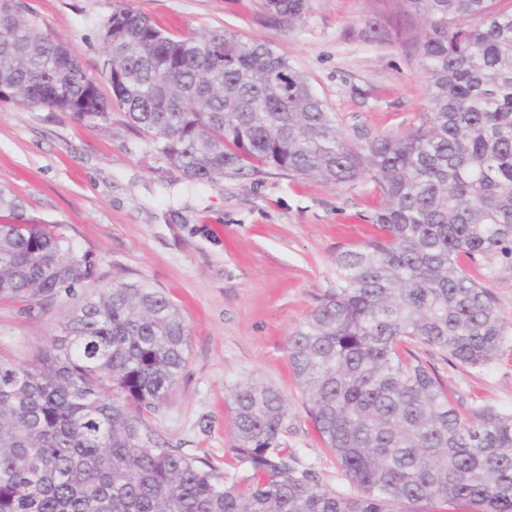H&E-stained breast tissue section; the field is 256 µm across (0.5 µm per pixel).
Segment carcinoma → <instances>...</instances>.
Segmentation results:
<instances>
[{
  "label": "carcinoma",
  "mask_w": 512,
  "mask_h": 512,
  "mask_svg": "<svg viewBox=\"0 0 512 512\" xmlns=\"http://www.w3.org/2000/svg\"><path fill=\"white\" fill-rule=\"evenodd\" d=\"M417 22L428 112L402 134L340 129L336 113L270 42L227 30L175 38L130 7L112 12L89 76L68 49L0 0V102L98 127L112 108L191 184L246 181L259 166L334 189L370 184L379 234L336 253V277L288 336L308 414L358 495L323 488L280 448L284 396L262 381L232 395L246 487L206 462L146 445L141 412L164 404L188 361L165 294L118 282L84 299L38 358H0V512H407L468 501L512 512V413L461 414L406 345L472 368L504 327L465 260H512V11L494 0H395ZM293 22L307 0H263ZM0 301L39 302L96 275L59 224L0 187Z\"/></svg>",
  "instance_id": "obj_1"
}]
</instances>
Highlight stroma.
Wrapping results in <instances>:
<instances>
[{
	"label": "stroma",
	"instance_id": "35a3bbf8",
	"mask_svg": "<svg viewBox=\"0 0 512 512\" xmlns=\"http://www.w3.org/2000/svg\"><path fill=\"white\" fill-rule=\"evenodd\" d=\"M40 30L64 43L88 75L100 77V30L120 6L187 37L229 30L271 41L336 112L343 131L402 133L427 111V81L412 34L381 0H309L300 20L273 17L260 0H25ZM0 186L29 217L62 225L97 259L94 280L54 301H0V356L35 359L60 335L82 297L117 282L161 289L181 312L187 368L167 401L143 413L150 445L209 462L228 482L249 467L231 451L237 384L272 383L288 415L280 443L324 488L351 486L315 430L288 359L287 340L335 279L338 251L368 240L382 204L370 187L348 191L262 168L252 180L193 186L148 138L113 110L99 127L48 108L0 102ZM491 288L504 324L499 357L478 369L411 344L436 371L460 412L485 405L512 412V262L467 266Z\"/></svg>",
	"mask_w": 512,
	"mask_h": 512
}]
</instances>
